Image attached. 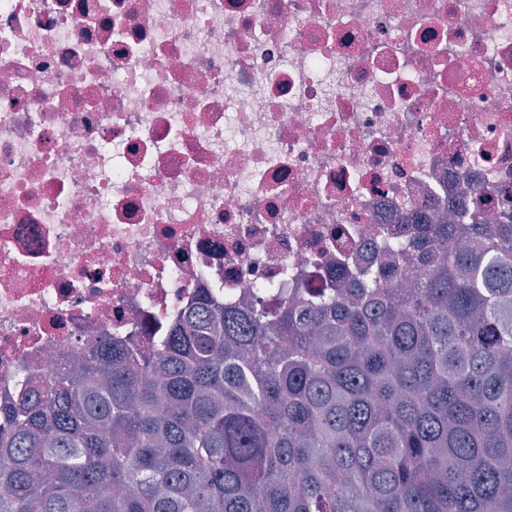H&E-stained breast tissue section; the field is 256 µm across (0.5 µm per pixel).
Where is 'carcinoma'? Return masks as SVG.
<instances>
[{"mask_svg": "<svg viewBox=\"0 0 512 512\" xmlns=\"http://www.w3.org/2000/svg\"><path fill=\"white\" fill-rule=\"evenodd\" d=\"M0 406V512H512V211Z\"/></svg>", "mask_w": 512, "mask_h": 512, "instance_id": "1", "label": "carcinoma"}]
</instances>
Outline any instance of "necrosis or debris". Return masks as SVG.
<instances>
[{
  "label": "necrosis or debris",
  "instance_id": "obj_1",
  "mask_svg": "<svg viewBox=\"0 0 512 512\" xmlns=\"http://www.w3.org/2000/svg\"><path fill=\"white\" fill-rule=\"evenodd\" d=\"M512 210V0H0V404Z\"/></svg>",
  "mask_w": 512,
  "mask_h": 512
}]
</instances>
